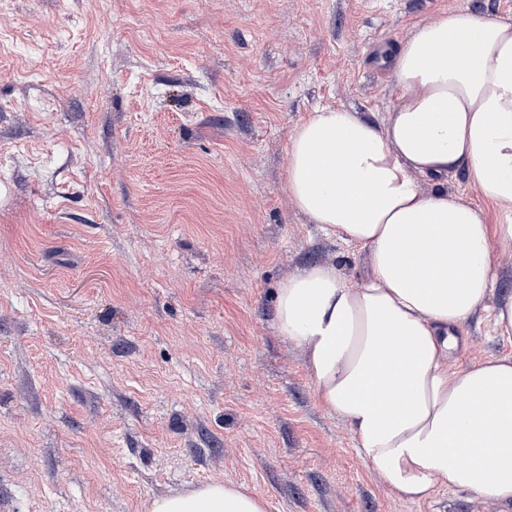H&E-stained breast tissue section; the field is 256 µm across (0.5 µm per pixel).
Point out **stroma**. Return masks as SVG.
Here are the masks:
<instances>
[{"mask_svg":"<svg viewBox=\"0 0 512 512\" xmlns=\"http://www.w3.org/2000/svg\"><path fill=\"white\" fill-rule=\"evenodd\" d=\"M512 0H0V512H146L231 481L268 512H512L388 495L279 336L276 290L366 258L288 196L316 108L395 96L378 46ZM512 358L489 322L449 364Z\"/></svg>","mask_w":512,"mask_h":512,"instance_id":"stroma-1","label":"stroma"}]
</instances>
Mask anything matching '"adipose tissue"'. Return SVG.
I'll use <instances>...</instances> for the list:
<instances>
[{
	"label": "adipose tissue",
	"instance_id": "obj_1",
	"mask_svg": "<svg viewBox=\"0 0 512 512\" xmlns=\"http://www.w3.org/2000/svg\"><path fill=\"white\" fill-rule=\"evenodd\" d=\"M381 61L396 89L388 117L320 107L289 135L290 200L365 250L367 272L353 288L335 265L299 270L278 289L276 327L390 495L422 501L445 484L512 504V359L448 365L455 329L476 314L512 340V296L490 301L492 244L512 243V23L444 11ZM460 167L503 223L444 191ZM148 512L266 504L214 481L152 498Z\"/></svg>",
	"mask_w": 512,
	"mask_h": 512
}]
</instances>
